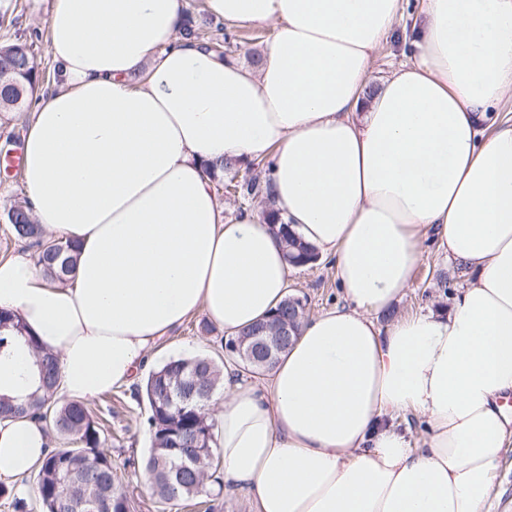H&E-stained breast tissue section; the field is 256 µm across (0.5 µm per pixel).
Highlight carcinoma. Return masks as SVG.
Returning a JSON list of instances; mask_svg holds the SVG:
<instances>
[{"label": "carcinoma", "instance_id": "carcinoma-1", "mask_svg": "<svg viewBox=\"0 0 512 512\" xmlns=\"http://www.w3.org/2000/svg\"><path fill=\"white\" fill-rule=\"evenodd\" d=\"M196 4L184 12L178 30L181 39L199 43L215 40L194 16ZM222 35L224 55L237 51L241 44L261 39L253 34L242 39L216 24ZM42 83V72L31 45L16 40L0 43V117L30 107L35 90ZM260 165L225 160L212 166L217 189L236 201L262 200L264 218L284 243L288 262L294 267L313 266L318 254L295 239L274 207L269 184L257 174ZM15 238L36 248L49 281L73 279L75 246L61 238L46 240L40 225L33 220L30 207L12 206L6 213ZM26 342L36 355L40 368L41 393L16 404L0 396V418L27 415L50 422L64 445L51 449L46 461L34 473V497L41 512H133L130 493L116 480L112 453L106 450L107 438L101 424L81 401L64 404L54 399L60 374L58 357L40 347L27 335L25 325L15 314L0 310V351L14 342ZM224 378V359L195 355L170 359L149 372L137 397L146 402L144 424L150 448L142 466L158 507L176 506L181 501H196L205 512H215L214 496L224 485L215 463L214 425L207 402ZM0 498L11 501L15 512H25L28 504L19 497L15 485L0 482Z\"/></svg>", "mask_w": 512, "mask_h": 512}]
</instances>
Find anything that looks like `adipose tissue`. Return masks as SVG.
<instances>
[{
	"label": "adipose tissue",
	"mask_w": 512,
	"mask_h": 512,
	"mask_svg": "<svg viewBox=\"0 0 512 512\" xmlns=\"http://www.w3.org/2000/svg\"><path fill=\"white\" fill-rule=\"evenodd\" d=\"M408 0H205L273 31L262 63L179 39L185 0H53L55 87L22 177L38 224L77 243L75 278L0 258V309L58 355V401L136 386L198 313L232 335L288 294L262 214L221 204L207 169L269 162L289 230L333 260L342 301L305 320L265 378L224 362L215 446L256 512H491L512 439V0H420L415 53L373 60ZM470 278L448 313L391 318L424 244ZM38 388L0 354V394ZM425 422L414 439L412 419ZM45 422L0 420V479L40 468Z\"/></svg>",
	"instance_id": "adipose-tissue-1"
}]
</instances>
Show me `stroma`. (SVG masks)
I'll use <instances>...</instances> for the list:
<instances>
[{
    "label": "stroma",
    "mask_w": 512,
    "mask_h": 512,
    "mask_svg": "<svg viewBox=\"0 0 512 512\" xmlns=\"http://www.w3.org/2000/svg\"><path fill=\"white\" fill-rule=\"evenodd\" d=\"M51 6L52 0H0V41L18 38L31 44L49 84L56 76L46 28ZM28 196L20 168H0V257H9L24 247L23 242L12 236L5 217L11 205L27 200ZM467 279V273L448 260L435 244H426L424 256L414 272L413 286L396 303L395 312L403 316L422 309L449 311L454 296ZM288 292L306 297V312L310 315L341 299L334 269L327 261L294 269ZM206 321L205 314H197L164 339L159 352L149 356L151 366H158L172 357L219 354L224 331L218 327L204 331L202 325ZM87 406L105 423L117 476L133 498L134 512H157L142 470L136 464L149 445V434L144 425L148 411L146 403L136 398L134 390L119 388L88 401Z\"/></svg>",
    "instance_id": "obj_1"
}]
</instances>
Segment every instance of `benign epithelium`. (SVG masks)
I'll return each instance as SVG.
<instances>
[{
  "label": "benign epithelium",
  "mask_w": 512,
  "mask_h": 512,
  "mask_svg": "<svg viewBox=\"0 0 512 512\" xmlns=\"http://www.w3.org/2000/svg\"><path fill=\"white\" fill-rule=\"evenodd\" d=\"M286 308L289 311L288 317H270L252 335L232 341L224 350L239 352L262 363L272 362L282 350L285 340L295 332V322L305 318L294 299H287Z\"/></svg>",
  "instance_id": "obj_1"
}]
</instances>
